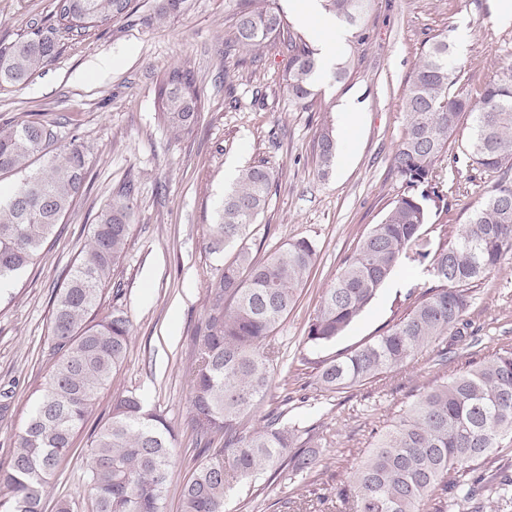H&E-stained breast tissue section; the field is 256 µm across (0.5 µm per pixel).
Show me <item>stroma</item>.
Masks as SVG:
<instances>
[{
    "label": "stroma",
    "instance_id": "obj_1",
    "mask_svg": "<svg viewBox=\"0 0 512 512\" xmlns=\"http://www.w3.org/2000/svg\"><path fill=\"white\" fill-rule=\"evenodd\" d=\"M285 16V36L260 56L230 46L237 0H192L190 10L162 25L142 21L149 0H135L130 17L72 40L62 54L22 85L0 88V120L35 117L58 122L55 149L78 135L91 185L77 200L37 263L0 294V470L8 468L34 398L55 360L50 322L54 295L86 244L96 214L127 181L137 188L135 221L95 315L122 309L133 325L123 366L100 391L93 412L51 479L44 512L57 499L88 503V446L119 394L140 393L166 416L175 441L163 512H181L179 488L203 461L190 423L195 341L208 316L207 289L233 257L212 252L211 226L228 188L224 169L265 162L273 171L268 206L246 240L257 259L298 239L312 240L317 256L276 342L287 387L272 384L246 417L256 427L270 407L285 404L288 418L313 428L318 464L304 481L262 473L231 492L228 512H349L336 499L352 467L379 434L424 390L512 349V254L476 281L463 316V333L445 336L406 363L333 393L322 392V367L383 335L435 284L428 263H403L372 302L339 336L311 345L304 338L321 296L342 272L366 233L380 223L407 187L392 165L405 128L402 98L421 52L440 34L465 32L454 44L457 87L478 98L482 87L512 65V23H500L493 0H371L362 21L345 26L339 55L343 78L325 74L314 94L288 95L289 41L319 43L293 15L291 0H270ZM54 0H0V41L8 43L31 21L47 23ZM187 63L203 91L197 127L175 135L157 119L156 89L173 67ZM350 100L354 114L339 112ZM332 130L336 158L321 170L318 141ZM472 122L462 118L452 138L459 161L444 158L432 182L440 209L421 233L431 249L453 242L495 181L464 157ZM448 361L437 364L440 352Z\"/></svg>",
    "mask_w": 512,
    "mask_h": 512
}]
</instances>
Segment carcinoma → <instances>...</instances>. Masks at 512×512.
<instances>
[{
  "label": "carcinoma",
  "instance_id": "1",
  "mask_svg": "<svg viewBox=\"0 0 512 512\" xmlns=\"http://www.w3.org/2000/svg\"><path fill=\"white\" fill-rule=\"evenodd\" d=\"M191 0H153L148 23L184 14ZM328 10L357 24L367 0H327ZM134 10L132 0H56L50 25L35 23L11 43L0 44V87L21 85L61 52L62 39L87 35ZM285 27L268 0H240L233 42L261 49ZM288 95L313 94L318 61L306 44L290 42ZM452 42L440 34L417 61L404 98L406 127L393 165L412 192L401 195L381 223L363 237L357 252L329 288L305 341L328 343L344 331L402 262L429 261L437 285L426 290L405 318L386 334L345 359L325 365L323 391L371 379L414 357L448 335L470 305V285L512 253V66L484 86L478 101L456 91ZM158 119L178 135L194 132L201 90L193 69L174 67L157 89ZM470 114L472 163L498 173L483 202L457 240L431 251L420 229L429 223L440 196L431 187L436 163L449 152L461 117ZM56 122H0V176L26 172L8 199L0 201V282L34 265L56 227L85 189L89 166L77 136L63 151ZM319 158L329 168L336 157L331 131L319 137ZM273 175L268 167L244 168L212 226L213 252L236 249L208 288L209 315L192 371L191 424L208 455L180 488L182 512H225L232 485L259 472L302 478L315 468L311 429L285 421L275 407L256 428L240 427L268 394L283 355L274 330L296 303L316 259V247L301 238L257 260L244 244L267 206ZM134 186L112 196L92 225L88 243L54 299L51 336L61 356L28 420L0 487L11 497L3 512H43L45 487L92 413L98 391L122 366L132 323L115 308L93 321L90 315L112 281L128 244L135 217ZM512 439V350L476 363L470 370L415 399L377 441L338 496L353 497V512H486L493 501L512 508V475L487 479L480 465ZM173 430L167 419L131 390L118 395L107 420L91 435L87 478L92 512H161L167 489ZM221 447L214 448V441Z\"/></svg>",
  "mask_w": 512,
  "mask_h": 512
}]
</instances>
